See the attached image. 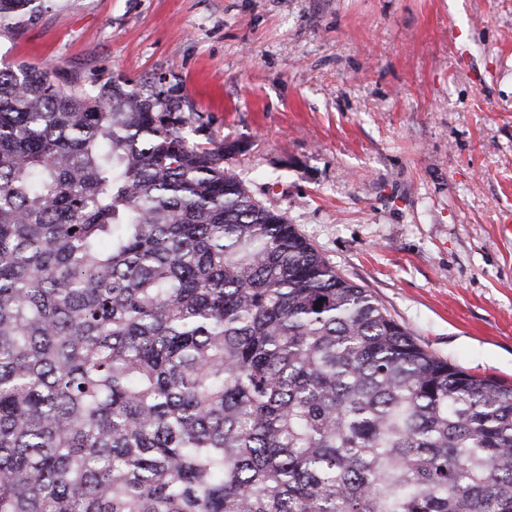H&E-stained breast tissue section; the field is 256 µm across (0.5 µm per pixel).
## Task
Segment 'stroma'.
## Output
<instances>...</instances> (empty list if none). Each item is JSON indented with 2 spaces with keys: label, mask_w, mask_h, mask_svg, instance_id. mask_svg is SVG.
I'll list each match as a JSON object with an SVG mask.
<instances>
[{
  "label": "stroma",
  "mask_w": 512,
  "mask_h": 512,
  "mask_svg": "<svg viewBox=\"0 0 512 512\" xmlns=\"http://www.w3.org/2000/svg\"><path fill=\"white\" fill-rule=\"evenodd\" d=\"M21 63L168 91L419 344L512 382V0H43Z\"/></svg>",
  "instance_id": "stroma-1"
}]
</instances>
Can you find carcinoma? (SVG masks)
I'll list each match as a JSON object with an SVG mask.
<instances>
[{
    "label": "carcinoma",
    "mask_w": 512,
    "mask_h": 512,
    "mask_svg": "<svg viewBox=\"0 0 512 512\" xmlns=\"http://www.w3.org/2000/svg\"><path fill=\"white\" fill-rule=\"evenodd\" d=\"M161 94L0 69V512H512V385L423 349Z\"/></svg>",
    "instance_id": "cac0c4a2"
}]
</instances>
